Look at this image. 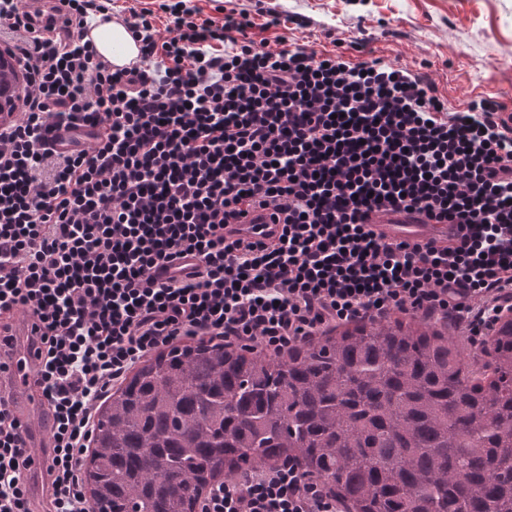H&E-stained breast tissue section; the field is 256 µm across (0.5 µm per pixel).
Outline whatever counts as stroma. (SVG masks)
Here are the masks:
<instances>
[{
  "mask_svg": "<svg viewBox=\"0 0 512 512\" xmlns=\"http://www.w3.org/2000/svg\"><path fill=\"white\" fill-rule=\"evenodd\" d=\"M257 38L332 49L333 38L369 41L399 66L424 69L458 104L512 101V0H251ZM283 26L266 28L265 9Z\"/></svg>",
  "mask_w": 512,
  "mask_h": 512,
  "instance_id": "obj_1",
  "label": "stroma"
}]
</instances>
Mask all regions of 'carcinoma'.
<instances>
[{
    "instance_id": "1",
    "label": "carcinoma",
    "mask_w": 512,
    "mask_h": 512,
    "mask_svg": "<svg viewBox=\"0 0 512 512\" xmlns=\"http://www.w3.org/2000/svg\"><path fill=\"white\" fill-rule=\"evenodd\" d=\"M475 369L396 319L247 358L222 344L146 359L98 408L91 512H194L190 491L251 456L298 455L353 512H512V321Z\"/></svg>"
}]
</instances>
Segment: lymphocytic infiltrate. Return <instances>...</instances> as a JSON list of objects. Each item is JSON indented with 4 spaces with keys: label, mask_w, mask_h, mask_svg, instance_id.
<instances>
[{
    "label": "lymphocytic infiltrate",
    "mask_w": 512,
    "mask_h": 512,
    "mask_svg": "<svg viewBox=\"0 0 512 512\" xmlns=\"http://www.w3.org/2000/svg\"><path fill=\"white\" fill-rule=\"evenodd\" d=\"M61 2L43 20L0 0V43L28 77L18 117L0 126V314L33 319L55 419L36 497L39 453L0 391V512H91L79 465L93 412L159 347L200 336L278 355L397 311L482 342L512 311L502 105L449 106L427 76L380 57L284 37L270 47L239 0L220 18L186 0ZM91 12L122 18L138 63L102 58ZM61 129L91 141L48 149ZM253 204L272 209L274 241L239 237ZM376 211L448 225V242L379 235ZM185 255L196 277L168 276ZM341 506L285 464L225 477L200 512Z\"/></svg>",
    "instance_id": "obj_1"
}]
</instances>
